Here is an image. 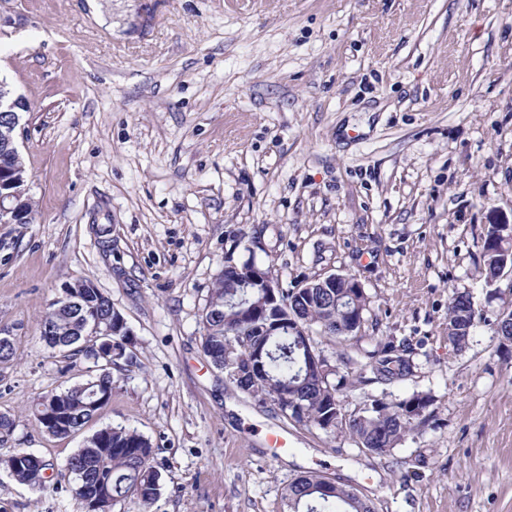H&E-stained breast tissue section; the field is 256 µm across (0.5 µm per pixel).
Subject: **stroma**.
<instances>
[{
    "label": "stroma",
    "instance_id": "stroma-1",
    "mask_svg": "<svg viewBox=\"0 0 512 512\" xmlns=\"http://www.w3.org/2000/svg\"><path fill=\"white\" fill-rule=\"evenodd\" d=\"M0 0V79L22 97L31 224H0V414L55 474L87 432L147 437L162 494L124 512H284L316 471L376 512H512V301L487 286L488 225L512 221V0ZM246 234L250 251L234 245ZM283 283L356 276L362 330L317 348L364 376L346 406L415 392L425 426L390 454L305 428L203 355L201 313L225 262ZM107 293L139 369L113 370L86 432L52 437L37 399L81 381L38 338L75 279ZM480 317L448 341V295ZM409 344L408 376L373 381L365 351ZM288 444L272 446L273 434ZM0 512H86L67 482L39 491L0 467Z\"/></svg>",
    "mask_w": 512,
    "mask_h": 512
}]
</instances>
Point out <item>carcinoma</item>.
Instances as JSON below:
<instances>
[{
  "mask_svg": "<svg viewBox=\"0 0 512 512\" xmlns=\"http://www.w3.org/2000/svg\"><path fill=\"white\" fill-rule=\"evenodd\" d=\"M495 225H489L482 247V274L486 284L498 282L499 270L494 260L496 250ZM254 264L246 261L240 265L224 266L210 291L206 307L212 319L203 326L202 352L210 355L214 349L229 381L244 393L263 404L273 405L283 417L304 426H315L324 431L348 434L358 447L371 454L383 456L390 453L406 436L410 435L429 414L411 417L405 407L418 401L429 407L434 399L426 392H414L410 397L385 404L378 399L370 401L371 409L349 411L340 387L341 378L333 383L329 376L310 373L305 367L307 356L315 351L312 333L334 338L356 335L350 330V321L364 317L368 297L352 288L357 283L354 276L346 275L349 287L331 288L314 296H306L293 287L281 288L279 305L242 311L227 305L228 297L235 291L239 270ZM87 280L78 279L71 289L83 297L82 306L57 310L52 303L40 324L50 326L60 345L56 349L66 357L83 355L74 335L82 318L98 317L103 320L112 310V299L98 288L86 287ZM293 317L306 326L310 334H292L284 320ZM477 312L466 304L464 294L452 292L448 297V341L456 348H463L471 335ZM117 367L129 369L138 366L137 355L127 350L120 336L113 337ZM260 345L265 353V371L253 376L237 358L246 349ZM404 345L380 342L368 353V367L375 380L391 382L407 374L410 364L405 359ZM98 395L112 394V375L104 369L87 367L86 378L62 392L42 395L34 407V415H50L62 406L67 415L65 426L51 427L54 437H67L86 427L89 421L103 410L107 403L93 404ZM21 449H14L0 456V466L7 469L20 483L39 489L46 488L44 466L29 459H21ZM153 448L144 435L134 429L112 426L100 435L93 433L83 446L72 454L65 465L66 475L73 477V492L85 501L100 498V512H113L115 506L134 502L140 506L151 505L162 491L161 475L152 465ZM326 477L316 472L301 475L284 489L286 512H375L373 503L360 497L353 489L341 484L322 490Z\"/></svg>",
  "mask_w": 512,
  "mask_h": 512,
  "instance_id": "cac0c4a2",
  "label": "carcinoma"
}]
</instances>
